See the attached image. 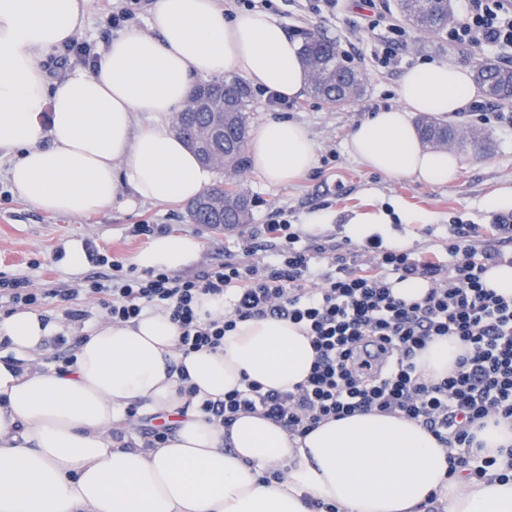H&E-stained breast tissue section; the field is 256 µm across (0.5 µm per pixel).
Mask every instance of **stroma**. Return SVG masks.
I'll use <instances>...</instances> for the list:
<instances>
[{"label":"stroma","mask_w":512,"mask_h":512,"mask_svg":"<svg viewBox=\"0 0 512 512\" xmlns=\"http://www.w3.org/2000/svg\"><path fill=\"white\" fill-rule=\"evenodd\" d=\"M118 0H89L86 19L77 30L78 39L103 50L115 37L110 22ZM277 19L294 40L315 30L335 42L340 52L363 76L365 94L355 105L334 108L312 95L269 106L261 94H254L250 112L252 126L271 118L303 124L317 145L318 163L302 180L267 185L252 168H245L237 184L251 201L249 224L212 231L190 223L183 204L136 201L113 205L84 217L50 214L21 199L8 178L9 160L0 159V274L25 275L37 287L52 282L70 284L75 274L65 263L73 245H95L112 258L131 263L133 256L146 248L148 239L134 235L138 224H163L169 232L196 237L200 244L197 265L208 266L239 252L243 239L260 232L273 212L286 209L302 240L321 239L347 244L355 262L368 260L363 242L350 238L348 220L358 212L384 208L395 211L405 206L430 215L427 224H390L393 236L406 240L407 247L419 254H439L448 242V228L460 220L474 225L476 238L491 230L492 211L488 198L512 185V105L496 106L479 96L490 120L464 111L453 125L480 131L487 148L478 152L462 148L464 165L456 180L446 185L421 183L410 179L391 180L353 157L347 148L350 133L369 112L399 103L398 87L404 73L416 64L439 59L463 67L476 61H497L490 48H469L449 44L445 32L421 34L408 29L400 44L397 61L391 68L377 65L373 53L392 35L386 25L368 27L364 0H339L334 11L313 15L304 12L298 0H279ZM313 211L332 213L329 224H309L305 217Z\"/></svg>","instance_id":"obj_1"}]
</instances>
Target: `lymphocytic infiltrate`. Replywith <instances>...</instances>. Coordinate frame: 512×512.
<instances>
[{
	"instance_id": "f902f5d3",
	"label": "lymphocytic infiltrate",
	"mask_w": 512,
	"mask_h": 512,
	"mask_svg": "<svg viewBox=\"0 0 512 512\" xmlns=\"http://www.w3.org/2000/svg\"><path fill=\"white\" fill-rule=\"evenodd\" d=\"M463 15L448 28L451 43L512 52V0H463ZM493 226L495 238L476 245L473 225H451L446 257L436 261L370 240L373 260L361 267L349 263L342 246L301 243L281 209L261 236L243 242L241 256L189 274L140 271L92 249L98 273L71 288H34L27 277L0 275V314L40 312L55 299L78 322L89 317L72 305L82 295L116 324L160 308L177 324L186 355L219 349L241 320L289 321L311 339L307 379L291 391L252 381L202 400L197 409L209 421L227 428L239 414L256 413L302 437L329 419L397 415L423 426L451 463L481 479L497 469L498 458L476 442L472 426L492 414L512 418V296L484 281L512 245V211L498 213ZM409 278L427 282L421 300L393 294V284ZM205 298L226 300L223 317L201 321L197 306ZM440 337L457 339L462 352L447 376L429 379L417 355Z\"/></svg>"
}]
</instances>
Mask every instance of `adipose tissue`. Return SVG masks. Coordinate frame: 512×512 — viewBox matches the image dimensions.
I'll use <instances>...</instances> for the list:
<instances>
[{"label":"adipose tissue","instance_id":"ef3b65f1","mask_svg":"<svg viewBox=\"0 0 512 512\" xmlns=\"http://www.w3.org/2000/svg\"><path fill=\"white\" fill-rule=\"evenodd\" d=\"M86 0H0V153L12 156L14 192L52 214L84 216L116 203L122 188L141 200L178 204L202 194L214 174L172 130L197 77L242 78L283 99L305 94L301 48L269 13L226 14L216 0H152L149 32L112 38L95 69H73L50 84L41 59L82 25ZM399 105L369 114L351 132L349 152L394 179L448 184L462 158L423 145L414 114L455 118L478 95L468 68L441 60L407 71ZM152 124L139 128L138 113ZM48 122H41V114ZM268 184L292 183L317 162L307 129L270 119L247 144ZM197 238L156 236L137 253L142 269L180 270L197 257ZM34 311L0 319V512H309L304 497L339 512H512V478L474 480L451 468L435 437L394 415L356 414L293 437L256 414L230 428L208 421L197 399H219L255 381L293 390L314 351L286 320L238 322L217 351L177 349L169 313L147 309L127 324L86 330L68 373L32 359L62 332ZM461 352L441 338L417 362L426 377L447 374ZM188 381H181L180 371ZM172 418L163 448H147L127 423ZM285 478L264 483L265 471Z\"/></svg>","mask_w":512,"mask_h":512}]
</instances>
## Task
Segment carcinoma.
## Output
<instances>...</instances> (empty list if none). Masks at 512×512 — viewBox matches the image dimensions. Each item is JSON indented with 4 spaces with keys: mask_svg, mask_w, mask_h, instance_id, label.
I'll return each mask as SVG.
<instances>
[{
    "mask_svg": "<svg viewBox=\"0 0 512 512\" xmlns=\"http://www.w3.org/2000/svg\"><path fill=\"white\" fill-rule=\"evenodd\" d=\"M403 16L418 31L432 34L448 24L449 0H399ZM301 58L308 71L316 73L310 83L314 97L336 108L346 107L364 93V83L358 70L342 61L336 44L321 35L304 37ZM474 81L487 99L494 103L512 100V67L489 60L477 62ZM207 105L178 115L174 132L194 152L198 160L217 171L244 168V148L251 133L249 112L253 102L250 87L241 79H213L193 87ZM422 139L436 149L448 144L464 145L482 150L477 140L457 139L453 128L434 117L425 116L419 122ZM189 220L211 230L220 231L249 223L250 201L247 196L223 183L212 185L192 200L187 207Z\"/></svg>",
    "mask_w": 512,
    "mask_h": 512,
    "instance_id": "1",
    "label": "carcinoma"
}]
</instances>
